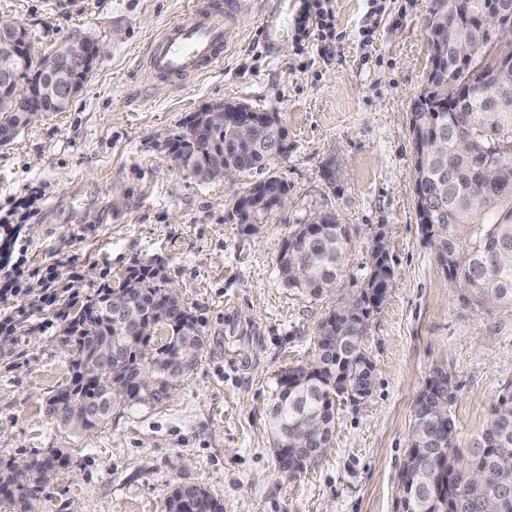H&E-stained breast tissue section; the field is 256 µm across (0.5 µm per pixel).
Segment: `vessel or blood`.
Instances as JSON below:
<instances>
[{"label": "vessel or blood", "mask_w": 512, "mask_h": 512, "mask_svg": "<svg viewBox=\"0 0 512 512\" xmlns=\"http://www.w3.org/2000/svg\"><path fill=\"white\" fill-rule=\"evenodd\" d=\"M234 11L233 0H194L186 16L151 44L153 77L177 82L212 70L224 58V31Z\"/></svg>", "instance_id": "1"}]
</instances>
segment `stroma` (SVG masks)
Wrapping results in <instances>:
<instances>
[{"label": "stroma", "instance_id": "stroma-1", "mask_svg": "<svg viewBox=\"0 0 512 512\" xmlns=\"http://www.w3.org/2000/svg\"><path fill=\"white\" fill-rule=\"evenodd\" d=\"M224 59L177 84L150 80L146 49L190 0H0L37 48L80 34L107 53L62 112H43L0 146V217L27 187L43 197L25 221L27 259L65 256L92 297L136 262L163 264L205 338L174 396L124 406L76 432L46 404L69 377L63 323L29 312L0 336V460L58 448L68 458L39 512H164L178 484H197L224 512H394L416 401L433 373L457 386L453 461L467 470L504 383L512 380V311L461 298L424 242L413 194L409 118L430 68L434 0H386L372 42L367 0H332L336 40L298 51L293 33L267 43L271 11L293 20L301 0H241ZM236 100L278 113L288 153L273 171L289 186L272 223L228 221L234 185L173 167L168 141L204 104ZM330 212L351 232L344 281L313 300L285 285L275 257L297 222ZM384 233L393 284L362 346L371 394L336 408L331 449L296 477L279 473L267 414L276 382L311 360L318 325L359 293L373 237Z\"/></svg>", "mask_w": 512, "mask_h": 512}]
</instances>
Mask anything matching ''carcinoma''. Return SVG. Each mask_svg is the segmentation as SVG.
I'll list each match as a JSON object with an SVG mask.
<instances>
[{
    "label": "carcinoma",
    "instance_id": "obj_1",
    "mask_svg": "<svg viewBox=\"0 0 512 512\" xmlns=\"http://www.w3.org/2000/svg\"><path fill=\"white\" fill-rule=\"evenodd\" d=\"M484 0H451L444 23L429 18L427 37L439 33L445 54L437 69L428 74L424 89L417 96L424 108L411 113V128L439 136L440 147L429 150L426 160L417 163L416 173L439 201L441 212L422 231L441 254L448 280L462 293L463 300L483 311L512 310V80L506 79L498 111L490 112L484 102L483 86L496 84L500 76L492 64V53L481 48L475 38V22ZM10 57L7 82L21 99H29L31 68L22 49L6 51L0 46V60ZM474 58L477 70L472 75L474 90L457 107L435 109L432 91L448 85L463 58ZM65 86L45 89L34 96L44 112L65 109L71 95ZM30 122L23 111L0 112V141H12ZM194 117H189L182 133L171 142V155L191 154L197 166L176 165L181 171L198 177L197 167L216 157L224 158V168L245 174L255 172L261 178L244 192L266 187L282 193L288 183L270 172L275 163L259 138L242 139L233 124L226 122L195 138L191 135ZM496 135H487V126ZM482 150L488 170L476 180L467 164L468 148ZM276 256V268L282 281L305 295L318 299L337 288L344 273L349 232L336 216L318 224L300 222L285 237ZM389 265L383 234L375 235L369 260L364 266V288L344 306V314L335 309L318 327L313 361L284 373L278 381L276 402L271 414L275 451L288 454V461L301 466L288 469L294 476L322 457L320 449L331 447L336 418V400L346 399L358 389H371L374 364L365 355V335L374 307L365 303L368 291L392 286L378 280V269ZM130 296L131 309L122 315L106 310L109 299ZM75 342L69 382L47 404V413L62 423L80 430L103 425L112 410L120 405L113 399L112 386L119 383L129 390L128 405L160 404L165 392L178 387L194 370L204 349V340L194 317L185 307L181 294L160 268L134 265L118 283L98 290L65 328ZM112 349V361L97 359L93 344ZM457 386L448 380L428 404L414 411L408 447L423 448L437 454L448 471L441 499L432 496L437 476L423 456L405 455L400 470L399 497L411 493L413 512H456L458 501L464 512H512V381L498 396L483 432L471 447L472 465L484 471L479 480L455 469L452 449L456 447V429L451 409ZM63 466L60 450L49 449L28 459L20 468L17 461L0 462V502L7 501L14 512H31L33 497L42 493ZM203 499L202 512H224V504L198 485H179L165 502V512H194L186 506L192 499Z\"/></svg>",
    "mask_w": 512,
    "mask_h": 512
}]
</instances>
